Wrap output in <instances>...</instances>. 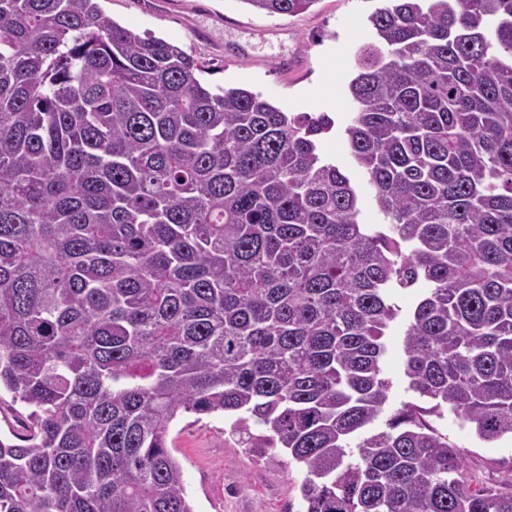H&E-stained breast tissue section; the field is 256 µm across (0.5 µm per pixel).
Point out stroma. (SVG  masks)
Masks as SVG:
<instances>
[{
	"label": "stroma",
	"instance_id": "1",
	"mask_svg": "<svg viewBox=\"0 0 512 512\" xmlns=\"http://www.w3.org/2000/svg\"><path fill=\"white\" fill-rule=\"evenodd\" d=\"M114 21L142 35L182 48L202 61V82L210 87H244L263 94L287 112H329L333 130L322 153L348 175L356 176L363 223L378 226L385 218L372 199L365 178L357 177L343 129L353 110L348 84L354 54L373 40L366 16L375 0H317L307 12L270 16L244 0H100ZM403 319L388 330L384 374L391 382L389 403L412 400L403 375L399 347ZM228 414H182L170 437L195 512H300L304 474L280 449L247 448L229 432ZM450 438L467 449V461L484 478L494 476V462L512 458V441L486 444L454 416L441 422Z\"/></svg>",
	"mask_w": 512,
	"mask_h": 512
}]
</instances>
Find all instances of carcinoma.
Masks as SVG:
<instances>
[{"label":"carcinoma","instance_id":"1","mask_svg":"<svg viewBox=\"0 0 512 512\" xmlns=\"http://www.w3.org/2000/svg\"><path fill=\"white\" fill-rule=\"evenodd\" d=\"M377 2L344 135L381 230L328 113L216 91L98 0H0V512H194L169 432L216 412L304 512H512V461L483 480L435 424L512 437V0ZM394 302L402 309L401 315L390 325L388 333V352L384 360V374L391 381L388 406L399 405L403 401L413 400V393L408 390L403 375L402 352L399 347L400 335L409 309L413 304V296L400 292L396 294Z\"/></svg>","mask_w":512,"mask_h":512}]
</instances>
